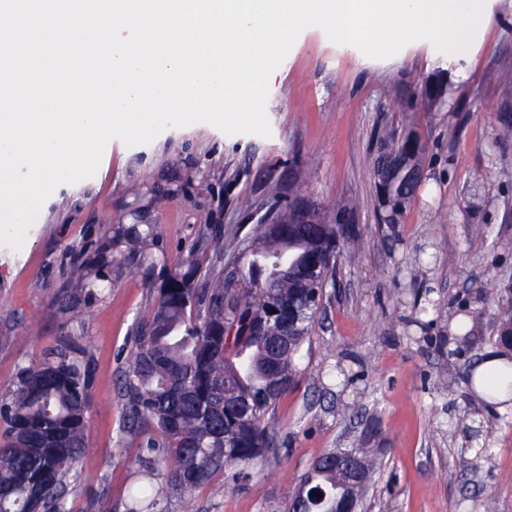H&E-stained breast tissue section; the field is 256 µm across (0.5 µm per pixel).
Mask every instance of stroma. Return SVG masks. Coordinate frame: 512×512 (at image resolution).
I'll return each instance as SVG.
<instances>
[{"instance_id": "35a3bbf8", "label": "stroma", "mask_w": 512, "mask_h": 512, "mask_svg": "<svg viewBox=\"0 0 512 512\" xmlns=\"http://www.w3.org/2000/svg\"><path fill=\"white\" fill-rule=\"evenodd\" d=\"M495 19L467 76L442 65L428 41L396 60L343 49L305 29L278 68L266 106L271 135L228 136L199 123L170 128L147 145L111 140L96 174L45 201L20 248L0 243V397L24 363L70 331L58 293H78L79 342L95 380L86 454L71 512L105 494L123 503L140 469L139 441L121 434L127 399L119 381L154 287L203 232L234 227L232 258L262 223L272 195L323 209L347 206L363 247H342L316 329L297 361L295 385L275 409L279 443L241 483L216 479L196 512H286L289 495L324 452L380 449L365 512H512V414L488 408L470 373L494 343L489 287L512 286V0H490ZM445 80L443 105L414 98ZM410 126L425 147L423 181L401 223L379 221L372 177L376 128ZM251 200L243 210L241 200ZM156 224L154 268L124 263L118 230ZM485 227L484 234L472 231ZM104 292L70 278L74 263ZM467 318L466 342L450 339ZM480 419L484 450L466 427Z\"/></svg>"}]
</instances>
